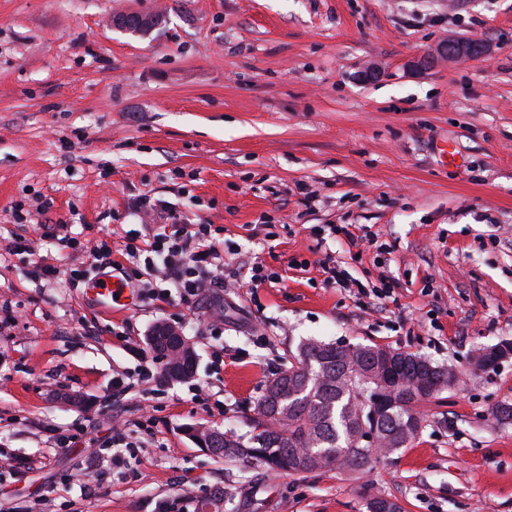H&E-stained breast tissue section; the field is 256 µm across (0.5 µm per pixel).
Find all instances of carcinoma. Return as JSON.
I'll return each mask as SVG.
<instances>
[{
    "instance_id": "carcinoma-1",
    "label": "carcinoma",
    "mask_w": 512,
    "mask_h": 512,
    "mask_svg": "<svg viewBox=\"0 0 512 512\" xmlns=\"http://www.w3.org/2000/svg\"><path fill=\"white\" fill-rule=\"evenodd\" d=\"M150 349L164 361L167 378L186 381L194 377L195 359L184 358L177 345L161 337ZM389 350L377 344L313 339L298 344L288 367L274 375L252 413L243 418L248 433L217 431L224 448L218 458L240 462L256 472L362 474L381 458L411 446L421 430L410 431L405 423L417 414L420 403L451 388L457 375L415 353L402 352L397 397L408 393L412 397L375 419L366 408L365 392L376 385L375 357ZM428 367L433 369L434 388L419 393L413 386ZM363 428L376 431L377 446L361 444Z\"/></svg>"
}]
</instances>
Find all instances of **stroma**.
Masks as SVG:
<instances>
[{
    "label": "stroma",
    "mask_w": 512,
    "mask_h": 512,
    "mask_svg": "<svg viewBox=\"0 0 512 512\" xmlns=\"http://www.w3.org/2000/svg\"><path fill=\"white\" fill-rule=\"evenodd\" d=\"M119 12L166 21L136 37L111 28ZM449 37L491 54L414 67ZM370 64L381 76L366 83ZM141 196L222 227L238 249L226 275L257 263L278 282L126 309L72 287L70 237L112 242V263L86 259L87 282L130 270L126 233L150 232ZM329 224L375 241L314 250L311 227ZM16 237L30 251H8ZM327 256L364 283L395 278L393 300L325 285ZM158 323L190 340L192 382L160 377ZM304 339L411 351L459 380L363 476H258L195 443L190 429L239 427ZM505 340L512 0H0V512H367L373 494L404 512H512V422L492 414L512 403V359L469 362ZM117 419L130 446L116 462Z\"/></svg>",
    "instance_id": "stroma-1"
}]
</instances>
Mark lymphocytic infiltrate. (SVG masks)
<instances>
[{
    "mask_svg": "<svg viewBox=\"0 0 512 512\" xmlns=\"http://www.w3.org/2000/svg\"><path fill=\"white\" fill-rule=\"evenodd\" d=\"M141 211L152 222L148 240L126 236L125 254L139 263L144 290L156 298L177 288L185 304L195 303L206 285L221 283L225 255L236 254L233 244L217 241L207 224H190L166 201L142 199Z\"/></svg>",
    "mask_w": 512,
    "mask_h": 512,
    "instance_id": "f902f5d3",
    "label": "lymphocytic infiltrate"
}]
</instances>
